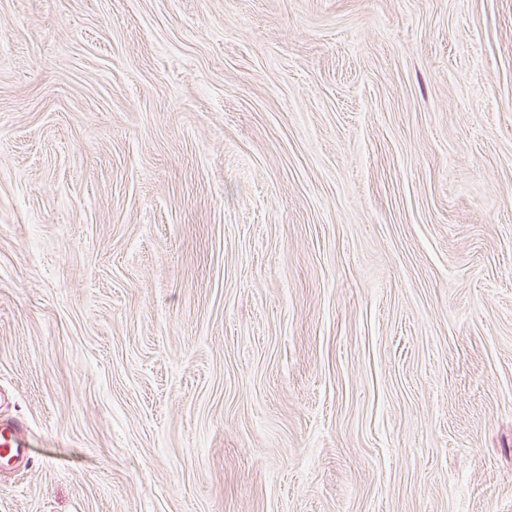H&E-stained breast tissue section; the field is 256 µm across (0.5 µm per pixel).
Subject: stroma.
Segmentation results:
<instances>
[{
  "mask_svg": "<svg viewBox=\"0 0 512 512\" xmlns=\"http://www.w3.org/2000/svg\"><path fill=\"white\" fill-rule=\"evenodd\" d=\"M0 512H512V0H0ZM26 426L17 420L0 423V466L5 460L25 461L29 456Z\"/></svg>",
  "mask_w": 512,
  "mask_h": 512,
  "instance_id": "obj_1",
  "label": "stroma"
}]
</instances>
